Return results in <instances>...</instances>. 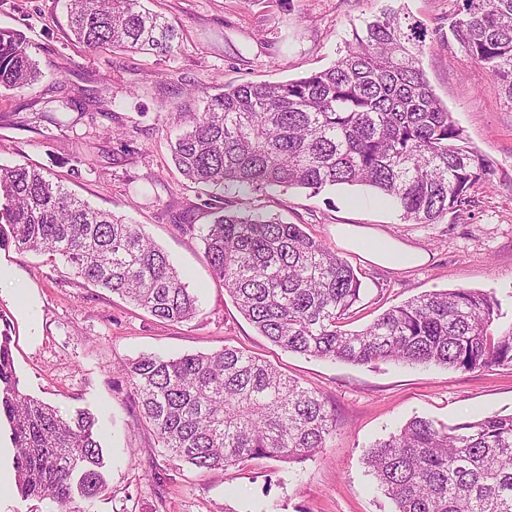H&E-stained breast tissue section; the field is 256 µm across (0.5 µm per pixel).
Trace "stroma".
I'll return each instance as SVG.
<instances>
[{"label":"stroma","mask_w":512,"mask_h":512,"mask_svg":"<svg viewBox=\"0 0 512 512\" xmlns=\"http://www.w3.org/2000/svg\"><path fill=\"white\" fill-rule=\"evenodd\" d=\"M67 3L0 0V28L25 33L41 68L57 74L56 83L26 96L0 88V165L42 169L76 198L143 225L200 297L195 320L170 325L83 284L49 255H21L0 243V337L9 340L20 389L61 412L87 410L98 419L107 487L78 500L81 512H392L365 464L376 440L416 416L453 426L512 414V368L355 365L274 346L213 277L199 237L177 227L187 215L198 225L211 221L197 209L200 188L170 157L178 132L172 115L199 108L194 88L213 95L228 85L325 69L387 0H146L181 29L166 58L84 48L68 36ZM397 4L427 28L421 67L435 95L470 146L494 163L490 180L475 186L472 207L424 227L403 222L376 193L344 185L317 195H228L224 205L301 225L347 260L362 288L350 328L414 297L455 288L494 295L498 329L511 328L512 109L452 37L455 0ZM110 94L120 104L108 112L100 101ZM338 224L363 225L431 259L410 269L371 264L337 241ZM225 347L261 356L326 398L337 427L325 448L301 463L263 459L201 471L160 447L139 421L121 362Z\"/></svg>","instance_id":"35a3bbf8"}]
</instances>
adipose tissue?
Instances as JSON below:
<instances>
[{
	"label": "adipose tissue",
	"mask_w": 512,
	"mask_h": 512,
	"mask_svg": "<svg viewBox=\"0 0 512 512\" xmlns=\"http://www.w3.org/2000/svg\"><path fill=\"white\" fill-rule=\"evenodd\" d=\"M336 238L347 247L363 253L376 265L393 269H408L428 261V253L406 246L389 237L373 235L369 229L355 224H340Z\"/></svg>",
	"instance_id": "adipose-tissue-1"
}]
</instances>
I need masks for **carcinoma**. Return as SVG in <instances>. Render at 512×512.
<instances>
[{"label":"carcinoma","mask_w":512,"mask_h":512,"mask_svg":"<svg viewBox=\"0 0 512 512\" xmlns=\"http://www.w3.org/2000/svg\"><path fill=\"white\" fill-rule=\"evenodd\" d=\"M67 21L89 50L168 57L179 35L141 0H69ZM450 31L512 107V0H458ZM426 33L388 5L355 29L330 67L285 82L228 85L205 97L202 111L178 113L185 130L172 159L203 187L200 210L213 216L184 227L199 230L212 274L244 317L285 351L363 365L512 367V327L494 328L500 312L490 295L430 292L351 330L361 282L343 258L298 224L224 207L229 191L317 195L340 184L376 190L411 224H437L471 206L472 189L492 175V164L430 88L419 65ZM54 76L40 69L23 34L0 28V88L25 95ZM2 224L19 254L57 257L85 284L161 321L180 324L197 314V295L143 225L90 206L36 168L0 165ZM121 371L142 423L173 457L198 469L301 460L336 430L322 395L239 349L142 355ZM2 421L16 449L22 499L77 512L74 494L91 499L105 490L95 416L64 415L20 391L5 341ZM366 464L393 512H512V415L450 428L414 417L373 444Z\"/></svg>","instance_id":"carcinoma-1"}]
</instances>
